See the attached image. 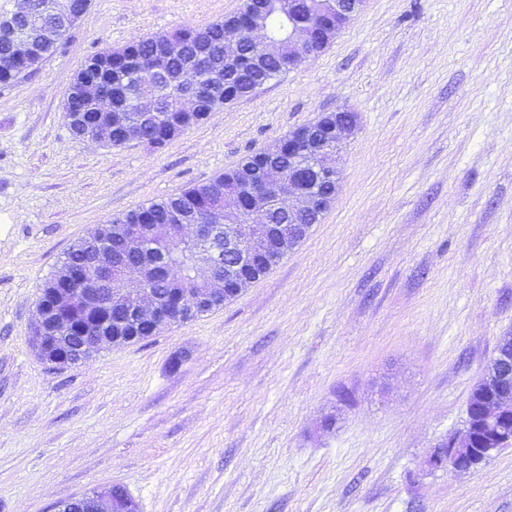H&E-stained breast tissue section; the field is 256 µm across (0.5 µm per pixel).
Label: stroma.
<instances>
[{
  "instance_id": "obj_1",
  "label": "stroma",
  "mask_w": 512,
  "mask_h": 512,
  "mask_svg": "<svg viewBox=\"0 0 512 512\" xmlns=\"http://www.w3.org/2000/svg\"><path fill=\"white\" fill-rule=\"evenodd\" d=\"M241 3L91 0L0 84V512L112 485L140 512H512V447L466 474L421 467L512 334V0H368L161 151L72 134L64 102L90 58ZM340 107L360 116L341 190L273 270L79 366L38 358L35 304L77 240Z\"/></svg>"
}]
</instances>
